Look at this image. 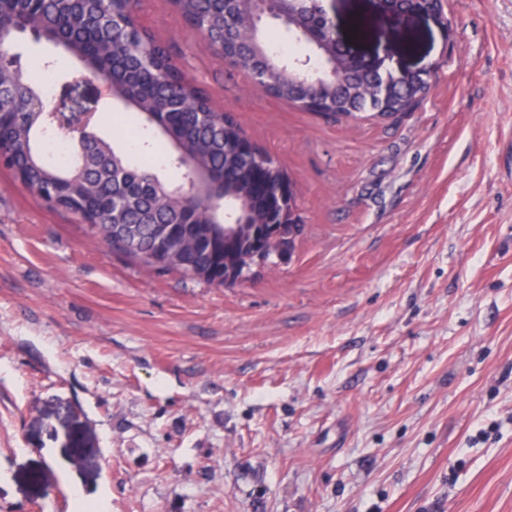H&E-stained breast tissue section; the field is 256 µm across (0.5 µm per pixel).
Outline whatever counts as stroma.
Returning <instances> with one entry per match:
<instances>
[{
  "label": "stroma",
  "instance_id": "35a3bbf8",
  "mask_svg": "<svg viewBox=\"0 0 512 512\" xmlns=\"http://www.w3.org/2000/svg\"><path fill=\"white\" fill-rule=\"evenodd\" d=\"M432 70L394 117L254 87L170 0L141 24L291 178V257L231 286L96 243L0 167V512H512V0L375 14ZM75 84L118 134L134 113Z\"/></svg>",
  "mask_w": 512,
  "mask_h": 512
}]
</instances>
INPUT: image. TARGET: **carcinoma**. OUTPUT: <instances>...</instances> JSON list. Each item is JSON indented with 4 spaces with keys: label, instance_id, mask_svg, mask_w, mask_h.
I'll list each match as a JSON object with an SVG mask.
<instances>
[{
    "label": "carcinoma",
    "instance_id": "cac0c4a2",
    "mask_svg": "<svg viewBox=\"0 0 512 512\" xmlns=\"http://www.w3.org/2000/svg\"><path fill=\"white\" fill-rule=\"evenodd\" d=\"M186 23L201 31L216 49L227 50L242 72L264 69L268 82L262 91L293 105L315 101L325 114L351 115L377 112L390 116L412 112L428 89L423 81H409L393 89L390 100L375 91L323 82L308 86L294 77L297 57L283 59L267 49L249 5L240 0H174ZM273 19L288 34V41L305 47V58L333 63L345 71L351 64L333 43L315 45L304 32L323 27L321 0H288L286 17L275 14L277 0H267ZM130 0H5L0 3V76L4 93L25 101L48 103L43 91L46 71L64 73L74 62L99 72L114 91V99L139 113L143 123L130 129L146 150L161 136L171 146V158H181L205 174L217 197L224 199L228 221L247 210L249 236L263 231L262 219L269 195L285 176L260 148L250 155L238 152L243 129L230 115L216 112L207 93L171 71L166 49L144 30ZM28 33L53 43L58 52L43 64L20 61L12 52L18 36ZM72 123L67 112L46 117L36 112H16L0 125V145L8 155V169L29 184L45 188L63 206L86 200L89 212L77 215L92 237L149 267H157L152 249L154 227L171 224L176 238L169 251L179 263L162 267L193 278V270L216 276L224 267V225L207 215L177 206L168 191L175 179H166L151 164L138 166L128 152L94 127L69 138L70 156L64 162L48 157V144ZM121 165L124 178L112 180V164ZM115 224L137 228L136 245L114 232Z\"/></svg>",
    "mask_w": 512,
    "mask_h": 512
}]
</instances>
